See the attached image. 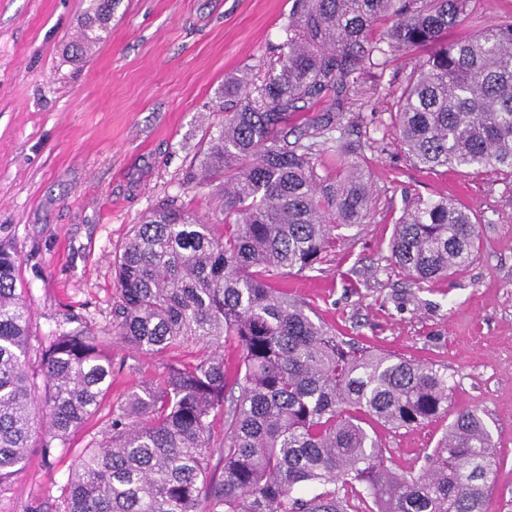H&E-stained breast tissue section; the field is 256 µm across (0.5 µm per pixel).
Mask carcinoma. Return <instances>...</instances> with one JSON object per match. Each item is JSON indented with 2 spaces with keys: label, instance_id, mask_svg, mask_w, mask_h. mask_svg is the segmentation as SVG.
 <instances>
[{
  "label": "carcinoma",
  "instance_id": "1",
  "mask_svg": "<svg viewBox=\"0 0 512 512\" xmlns=\"http://www.w3.org/2000/svg\"><path fill=\"white\" fill-rule=\"evenodd\" d=\"M472 2L294 0L276 63L224 82V126L203 161L206 175L224 176V233L164 204L133 225L114 262L112 335L146 355L171 358L192 344L202 353L127 393L105 436L80 453L56 512H486L497 456L476 412L454 415L417 473L396 472L363 426L448 416L444 369L360 347L274 286L316 269L332 231L370 213L357 147L332 132L342 131L343 97L390 52L418 58L396 115L415 165L512 173V21L448 40L467 26ZM119 3L89 0L75 55L103 39ZM383 21L386 36L371 38ZM325 97L339 111L304 131L288 127L299 104ZM330 151L336 175L322 176L317 158ZM477 253V224L447 198L405 206L390 242L392 263L418 283L469 267ZM18 284V257L0 246V492L24 468L37 426L49 434L44 454L66 450L112 376L83 332L53 337L32 369ZM226 347L239 353L232 374Z\"/></svg>",
  "mask_w": 512,
  "mask_h": 512
}]
</instances>
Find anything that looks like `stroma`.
I'll return each instance as SVG.
<instances>
[{"label":"stroma","mask_w":512,"mask_h":512,"mask_svg":"<svg viewBox=\"0 0 512 512\" xmlns=\"http://www.w3.org/2000/svg\"><path fill=\"white\" fill-rule=\"evenodd\" d=\"M294 0H121L106 38L76 57L86 0H0V242L18 256L31 309L30 343L62 331L102 335L112 387L65 452L43 458L37 430L0 512L62 501L77 455L102 437L138 385L159 383L165 360L112 336L116 253L133 224L172 201L223 232L222 177L189 180L224 123V83L263 74L281 53ZM413 62L393 53L362 75L346 105L373 190L364 224L335 230L318 269L282 287L362 346L447 367L453 410L487 423L499 465L487 512H512V175L417 167L396 129L397 96ZM447 197L468 210L479 256L463 271L414 284L390 260L408 199ZM446 420L373 426L396 471L420 470Z\"/></svg>","instance_id":"1"}]
</instances>
